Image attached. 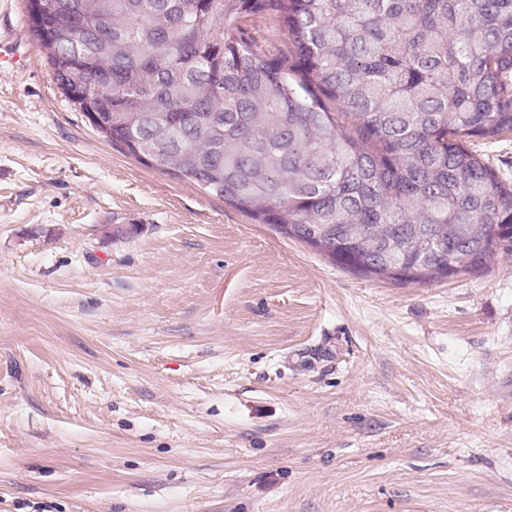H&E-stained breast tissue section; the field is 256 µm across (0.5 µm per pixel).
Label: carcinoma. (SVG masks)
Instances as JSON below:
<instances>
[{
  "label": "carcinoma",
  "instance_id": "cac0c4a2",
  "mask_svg": "<svg viewBox=\"0 0 512 512\" xmlns=\"http://www.w3.org/2000/svg\"><path fill=\"white\" fill-rule=\"evenodd\" d=\"M94 130L346 269L430 284L512 256V0H38ZM278 18L269 56L244 20ZM470 147L483 154L503 179L512 181V134L493 143L477 141Z\"/></svg>",
  "mask_w": 512,
  "mask_h": 512
}]
</instances>
